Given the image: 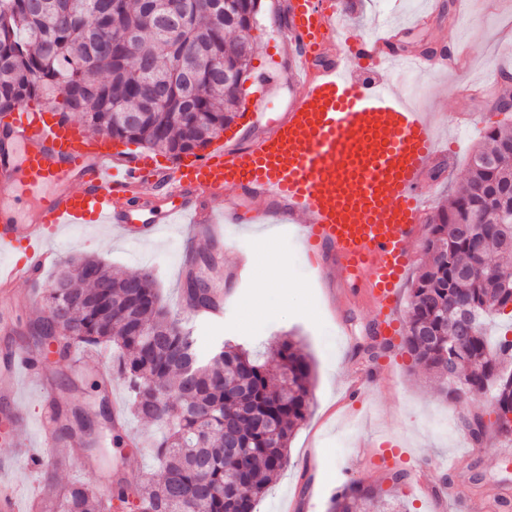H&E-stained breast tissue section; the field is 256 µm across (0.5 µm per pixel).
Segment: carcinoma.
<instances>
[{
  "instance_id": "cac0c4a2",
  "label": "carcinoma",
  "mask_w": 512,
  "mask_h": 512,
  "mask_svg": "<svg viewBox=\"0 0 512 512\" xmlns=\"http://www.w3.org/2000/svg\"><path fill=\"white\" fill-rule=\"evenodd\" d=\"M259 0H0V118L32 100L77 116L93 133L171 158L206 148L234 123L249 79L250 31ZM512 119L485 133L465 182L429 223L428 261L411 283L403 346L454 400L490 394L512 411V339H488L484 319L512 304ZM213 255L190 260L182 308L223 305L210 275ZM46 313L32 327L56 342L60 362L88 347L113 348L131 413L161 425L156 483L116 482L107 496L90 483L62 487L34 512H119L133 497L142 512H255L287 464L288 442L305 421L314 371L300 341L274 344L276 371L238 344L198 354L193 331L162 303L152 271L112 272L93 256L57 272ZM456 379H448V361ZM57 438L77 434L54 407ZM233 435L241 453L226 450ZM398 512L380 490L354 481L329 512Z\"/></svg>"
}]
</instances>
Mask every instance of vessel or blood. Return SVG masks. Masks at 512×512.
<instances>
[{
  "mask_svg": "<svg viewBox=\"0 0 512 512\" xmlns=\"http://www.w3.org/2000/svg\"><path fill=\"white\" fill-rule=\"evenodd\" d=\"M338 13L336 0H289L291 72L301 92L284 118L241 147H225L219 136L206 153L170 160L90 135L49 108H29L9 136L21 151L20 179L0 156V298L60 263L49 231L105 224L139 242L181 218L210 229L216 219L206 201L234 188L248 199L287 202L300 220L298 239L308 252H331L364 284L376 335L393 341L398 287L432 198L423 174L443 144L401 91L347 66L371 61L387 69L397 60L393 37L348 39L345 63H323L337 48ZM157 195L167 204L160 219L152 215ZM38 365L37 355L14 351L0 360V378Z\"/></svg>",
  "mask_w": 512,
  "mask_h": 512,
  "instance_id": "vessel-or-blood-1",
  "label": "vessel or blood"
}]
</instances>
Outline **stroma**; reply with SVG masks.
<instances>
[{
  "label": "stroma",
  "mask_w": 512,
  "mask_h": 512,
  "mask_svg": "<svg viewBox=\"0 0 512 512\" xmlns=\"http://www.w3.org/2000/svg\"><path fill=\"white\" fill-rule=\"evenodd\" d=\"M286 2L261 0L251 31L253 68L265 66L268 49L282 40L289 24ZM345 8L337 32L342 41L353 34L378 36L390 25L400 40L433 55L460 42L468 45L471 57L462 67L417 76L422 94L415 106L433 115L447 147L446 156L431 162L426 178L437 184L434 205L446 203L464 177L472 148L498 120L496 93L460 95L456 87L485 82L490 70L512 73V0H347ZM422 13L426 22L415 23ZM281 213L280 202L274 200L265 225L224 224V315L194 324L195 334L206 343L233 339L270 364L276 361L272 345L291 334L301 340L314 364L309 413L290 439L287 466L256 512H326L345 471L351 479L400 499L407 512H473L475 502L485 505V512H512V482L496 477L500 469L512 466V446L492 436L473 443L461 426L462 417L483 410L486 399L443 398L432 375L403 346L372 349V314L365 294L355 293L331 255L320 256L327 275L317 278L303 243L282 223ZM51 242L67 260L90 254L127 274L153 269L163 303L175 312L190 253L210 246L208 236L188 239L173 225L135 244L113 228L73 224L54 233ZM270 258L285 260L287 287L261 289L254 277L243 274L248 262ZM381 365L386 368L382 379L375 375ZM107 370L105 352L91 350L70 364L45 355L39 375H17L16 409L29 425L19 442L0 440V460L23 505H30L47 484L28 464L40 451L37 425L44 380L67 379V386L55 393L62 409L94 408L104 398L94 383ZM359 375L366 382L353 398L346 386ZM97 445L104 455L90 457L67 444L53 448L52 482L62 486L87 480L105 494L119 480H160L162 466L150 449L128 442L113 445L112 431L103 424ZM475 460L483 475L476 484L469 481L467 469ZM397 471L403 478L396 483L391 475Z\"/></svg>",
  "instance_id": "obj_1"
}]
</instances>
